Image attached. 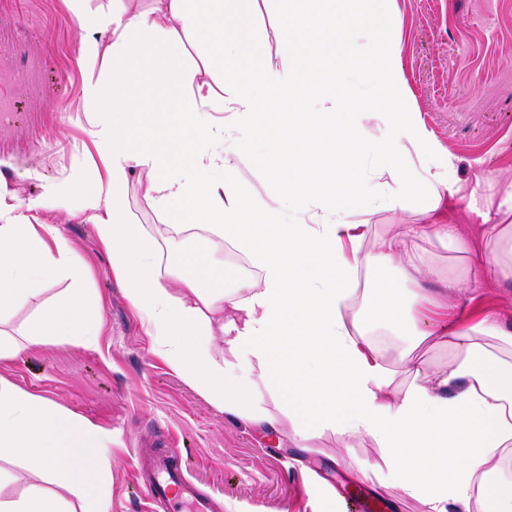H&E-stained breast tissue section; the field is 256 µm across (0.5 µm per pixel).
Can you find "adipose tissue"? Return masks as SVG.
<instances>
[{
	"label": "adipose tissue",
	"instance_id": "1",
	"mask_svg": "<svg viewBox=\"0 0 512 512\" xmlns=\"http://www.w3.org/2000/svg\"><path fill=\"white\" fill-rule=\"evenodd\" d=\"M70 2L88 56L112 65V107L86 113L92 153L29 208L90 212L154 347L226 413L269 435L288 425L303 441L328 431L369 440L388 451L390 484L427 512H512V482L495 478L512 457V326L486 312L448 327L447 302L418 276L434 268L432 256L392 236L361 249L367 215L411 209L423 218L414 235L452 246L461 277L491 265L512 279V189L469 203L477 237H461L448 218L449 199L463 192L454 159L413 107L384 0H280L273 60L247 38L259 0H113L92 15L85 0ZM191 38L223 57V97L207 80L209 56L185 64ZM142 75L166 84L159 109H179L145 132L134 90ZM367 118L380 136L366 135ZM257 140L267 149L256 156ZM248 153L280 205L238 190L237 160ZM414 154L425 165L410 166ZM135 179L166 219L157 234L131 218ZM198 226L213 234L206 246L166 262ZM228 246L257 276L225 267ZM391 267L386 300L355 306L360 276ZM88 276L57 227L0 203V317L71 282L22 339L0 330V359L57 336L94 345L101 298L86 292ZM377 328L411 336L416 348L448 344L452 359L433 371L408 363L395 386L399 373L370 338ZM259 380L287 419L263 407ZM111 446V430L0 379V457L25 460L37 478L20 497L0 498V512H111Z\"/></svg>",
	"mask_w": 512,
	"mask_h": 512
}]
</instances>
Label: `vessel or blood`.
I'll use <instances>...</instances> for the list:
<instances>
[{
    "mask_svg": "<svg viewBox=\"0 0 512 512\" xmlns=\"http://www.w3.org/2000/svg\"><path fill=\"white\" fill-rule=\"evenodd\" d=\"M139 486L152 504L185 503L189 512H217V503L199 492L170 453L157 450L139 456Z\"/></svg>",
    "mask_w": 512,
    "mask_h": 512,
    "instance_id": "obj_1",
    "label": "vessel or blood"
}]
</instances>
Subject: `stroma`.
I'll return each instance as SVG.
<instances>
[{"mask_svg": "<svg viewBox=\"0 0 512 512\" xmlns=\"http://www.w3.org/2000/svg\"><path fill=\"white\" fill-rule=\"evenodd\" d=\"M400 62L413 103L467 183L512 182V0H396ZM85 47L65 0H0V194L25 203L74 167L88 137ZM53 224L87 263L103 299L95 345L64 338L0 360V378L112 431V512H154L136 451L162 448L218 512H425L384 485L385 451L330 432L301 444L291 428L263 436L206 399L154 348L89 213L29 212ZM442 292L454 315L482 308L512 325V281L487 269Z\"/></svg>", "mask_w": 512, "mask_h": 512, "instance_id": "1", "label": "stroma"}]
</instances>
